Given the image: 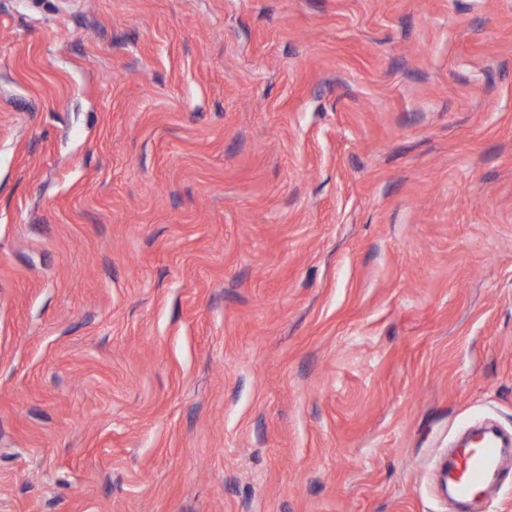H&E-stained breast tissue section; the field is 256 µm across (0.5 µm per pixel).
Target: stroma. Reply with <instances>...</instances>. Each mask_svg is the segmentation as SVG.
<instances>
[{
  "label": "stroma",
  "mask_w": 512,
  "mask_h": 512,
  "mask_svg": "<svg viewBox=\"0 0 512 512\" xmlns=\"http://www.w3.org/2000/svg\"><path fill=\"white\" fill-rule=\"evenodd\" d=\"M512 435V0H0V512H458ZM500 448L495 439H483L471 448L463 450L456 466L462 474L454 482L457 493L462 497L472 495L483 486L489 475L496 469Z\"/></svg>",
  "instance_id": "obj_1"
}]
</instances>
